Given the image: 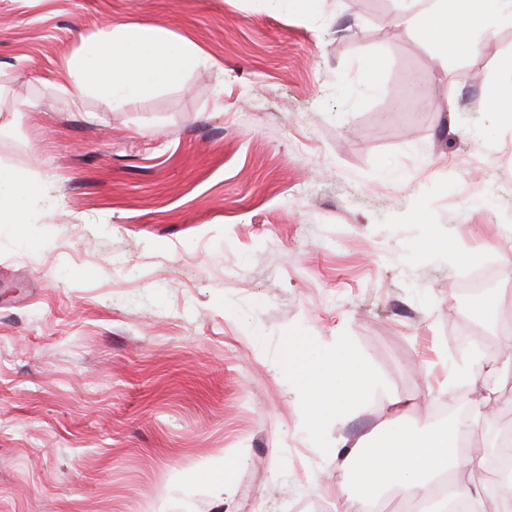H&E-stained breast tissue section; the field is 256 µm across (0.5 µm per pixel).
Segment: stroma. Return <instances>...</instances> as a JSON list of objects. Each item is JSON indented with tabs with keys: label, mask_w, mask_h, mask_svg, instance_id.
<instances>
[{
	"label": "stroma",
	"mask_w": 512,
	"mask_h": 512,
	"mask_svg": "<svg viewBox=\"0 0 512 512\" xmlns=\"http://www.w3.org/2000/svg\"><path fill=\"white\" fill-rule=\"evenodd\" d=\"M398 13L0 0V166L42 180L32 223L0 224V512H336L371 431L481 396L480 442L512 421V362L453 339L479 263L512 327V124L487 100L512 23L445 55ZM156 25L201 62L119 109L59 90L85 39ZM339 349L373 384L317 435L300 375Z\"/></svg>",
	"instance_id": "obj_1"
}]
</instances>
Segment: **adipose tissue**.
<instances>
[{"label":"adipose tissue","mask_w":512,"mask_h":512,"mask_svg":"<svg viewBox=\"0 0 512 512\" xmlns=\"http://www.w3.org/2000/svg\"><path fill=\"white\" fill-rule=\"evenodd\" d=\"M455 17L487 30L502 21L512 22V0H400L399 18L418 36ZM197 62L190 43L173 39L160 27L120 33L104 42L91 38L70 65L63 90L74 98L105 90L121 103L151 92L158 77H175ZM40 189L36 174L0 168V221L29 223L26 204ZM369 382L368 373L346 353L321 362L308 382L312 429L321 430L328 412L339 413L361 401ZM464 432V426L454 420L446 428L418 434L395 428L386 440L371 439L353 461L342 464L337 474L339 487L355 497V512H372L375 490L388 487L407 497L423 496L435 476L450 472L456 477L451 493L467 504L468 512H483L489 496L501 502L502 512H512V475L492 483L474 481L472 475L484 468L485 458L460 453L458 440Z\"/></svg>","instance_id":"obj_1"}]
</instances>
